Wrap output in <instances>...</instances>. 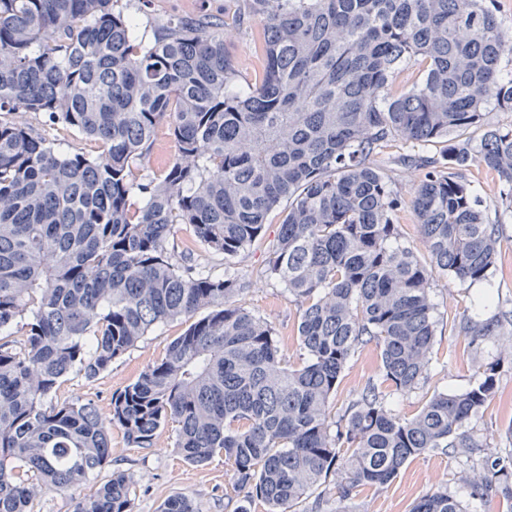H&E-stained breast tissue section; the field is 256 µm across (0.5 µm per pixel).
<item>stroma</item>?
I'll list each match as a JSON object with an SVG mask.
<instances>
[{
	"label": "stroma",
	"mask_w": 512,
	"mask_h": 512,
	"mask_svg": "<svg viewBox=\"0 0 512 512\" xmlns=\"http://www.w3.org/2000/svg\"><path fill=\"white\" fill-rule=\"evenodd\" d=\"M238 6V0H123L125 15L143 25L184 13L229 16ZM224 33V43L239 62L244 79L255 81L261 68L257 33H239L230 27ZM420 177L418 170L405 166L396 169V189L404 201L398 218L401 241L417 251L422 245L411 201ZM465 177L485 205L495 209L503 226L496 269L488 280L471 284L434 271L431 298L436 307L437 327L429 354L428 378L417 389L396 397L395 410L402 416H413L433 393L465 390L486 364L499 362L498 393L472 417L469 429L489 455L504 456L512 453V330L503 329L498 336L474 344L461 326L467 317L479 322L494 312L512 311V213L497 205L499 180L495 173L474 165ZM281 220L280 211L269 213L260 238L237 259L235 268L244 275L249 287L237 296L236 302L271 323L287 360L295 365L299 362V305L281 283L264 275ZM485 295L491 296L493 302L483 308L479 301ZM187 327L182 318L156 326L96 377L89 379L71 372L60 386L59 399L91 401L101 419L110 421L113 394L133 383L148 365L160 361L168 345ZM380 366L374 344L358 348L330 400V417H337L355 401L368 380L379 381L380 391L391 393V385L382 380ZM176 437L175 428L167 426L158 431L152 447L134 448L127 444L120 430H113L109 462L96 473L95 482L106 481L115 472L131 476L133 512H158L160 505L172 497L191 500L199 512H237L243 505L250 512H266L262 503L247 502L244 493L233 492L223 458H214L201 466L188 464L176 446ZM478 464V457L463 452L452 456L430 452L409 463L389 485L360 489L353 505L356 512H410L417 499L444 488L462 501L468 512H506L505 505L499 502L472 498L470 484L478 475Z\"/></svg>",
	"instance_id": "stroma-1"
}]
</instances>
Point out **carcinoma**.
I'll return each mask as SVG.
<instances>
[{
    "label": "carcinoma",
    "mask_w": 512,
    "mask_h": 512,
    "mask_svg": "<svg viewBox=\"0 0 512 512\" xmlns=\"http://www.w3.org/2000/svg\"><path fill=\"white\" fill-rule=\"evenodd\" d=\"M494 0H243L235 29L261 27L263 69L246 90L225 24L174 15L144 27L121 0H0V512H30L47 491L85 484L111 453L90 402L56 401L72 371L94 378L155 326L190 321L164 358L112 395V425L149 448L177 427L185 461L223 456L234 491L268 512H301L333 472L336 501L391 483L413 459L483 445L468 424L497 393L491 362L463 392H436L396 413L370 381L328 415L358 346L375 343L383 381L403 395L425 379L436 333L437 268L460 282L493 273L501 223L488 220L463 171L496 173L512 212V34ZM414 61L421 80L395 95ZM43 114L99 145L61 156L15 120ZM175 154L158 178L137 162L159 125ZM400 139L443 144L412 200L428 260L399 243L394 172L370 158ZM288 207L265 274L301 307L303 361L291 365L271 324L235 304L245 279L191 262L198 244L231 265ZM191 231L182 262L168 248ZM199 319L194 316L200 312ZM498 311L463 326L471 341L505 327ZM121 472L73 512H132ZM471 496L512 512V457L481 460ZM159 512H198L186 498ZM410 512H467L440 489Z\"/></svg>",
    "instance_id": "obj_1"
}]
</instances>
